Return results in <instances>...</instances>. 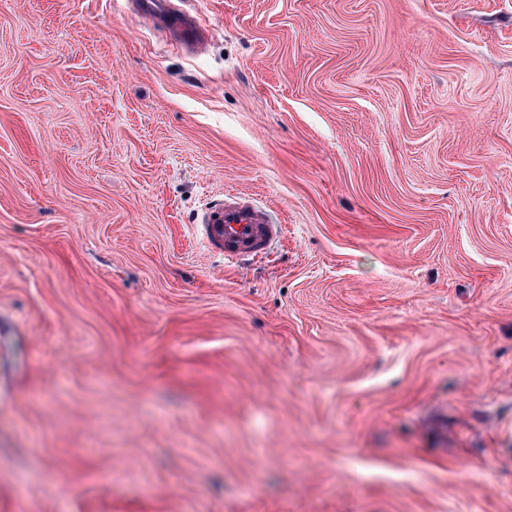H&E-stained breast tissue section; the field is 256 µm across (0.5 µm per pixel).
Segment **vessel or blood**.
Returning a JSON list of instances; mask_svg holds the SVG:
<instances>
[{"instance_id":"b4317fda","label":"vessel or blood","mask_w":512,"mask_h":512,"mask_svg":"<svg viewBox=\"0 0 512 512\" xmlns=\"http://www.w3.org/2000/svg\"><path fill=\"white\" fill-rule=\"evenodd\" d=\"M133 5L137 14L167 31L188 51H198L207 40L206 30L171 0H133ZM201 226L210 250L223 255L228 262L264 252L280 234L279 225L270 223L263 209L231 193L206 208Z\"/></svg>"}]
</instances>
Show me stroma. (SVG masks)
<instances>
[{"mask_svg":"<svg viewBox=\"0 0 512 512\" xmlns=\"http://www.w3.org/2000/svg\"><path fill=\"white\" fill-rule=\"evenodd\" d=\"M183 2L0 0V512H512V0ZM137 14L167 31L176 43L189 52H197L207 41V32L188 12L179 10L171 0H134ZM201 226L210 250L228 262L264 252L280 234L279 224H271L263 209L237 193L206 207Z\"/></svg>","mask_w":512,"mask_h":512,"instance_id":"1","label":"stroma"}]
</instances>
